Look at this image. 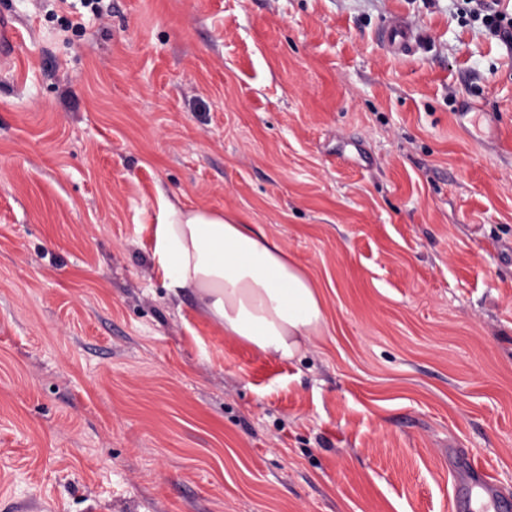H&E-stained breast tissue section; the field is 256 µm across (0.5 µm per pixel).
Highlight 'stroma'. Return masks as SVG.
Listing matches in <instances>:
<instances>
[{
	"instance_id": "stroma-1",
	"label": "stroma",
	"mask_w": 512,
	"mask_h": 512,
	"mask_svg": "<svg viewBox=\"0 0 512 512\" xmlns=\"http://www.w3.org/2000/svg\"><path fill=\"white\" fill-rule=\"evenodd\" d=\"M102 5L0 0V512H457L452 448L512 500V51L466 0ZM162 191L278 239L325 335L169 296ZM411 37L412 28L406 24L397 22L387 29L383 41L392 51L400 52L409 46Z\"/></svg>"
}]
</instances>
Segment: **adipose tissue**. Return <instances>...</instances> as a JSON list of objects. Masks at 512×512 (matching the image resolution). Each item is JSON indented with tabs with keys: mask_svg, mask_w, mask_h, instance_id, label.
I'll use <instances>...</instances> for the list:
<instances>
[{
	"mask_svg": "<svg viewBox=\"0 0 512 512\" xmlns=\"http://www.w3.org/2000/svg\"><path fill=\"white\" fill-rule=\"evenodd\" d=\"M150 231L152 261L169 295L193 294L226 336L288 361L323 335L322 295L259 225L162 193Z\"/></svg>",
	"mask_w": 512,
	"mask_h": 512,
	"instance_id": "1",
	"label": "adipose tissue"
}]
</instances>
